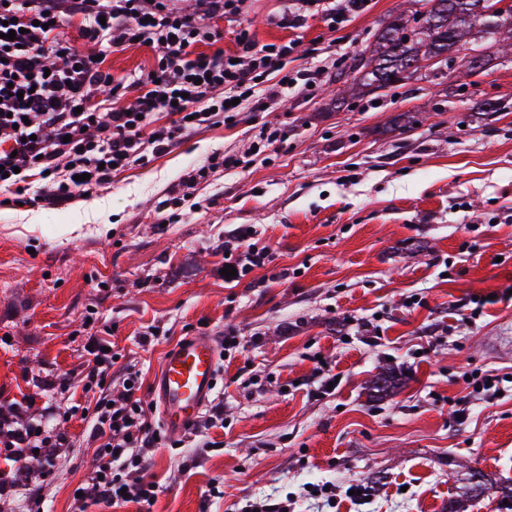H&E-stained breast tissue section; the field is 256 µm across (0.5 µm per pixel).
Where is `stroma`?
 <instances>
[{
  "mask_svg": "<svg viewBox=\"0 0 512 512\" xmlns=\"http://www.w3.org/2000/svg\"><path fill=\"white\" fill-rule=\"evenodd\" d=\"M403 2L286 28L296 0H246L214 20L221 48L235 52L243 28L260 45L295 41L290 70L321 71L312 90L201 126L63 205L0 189V407L85 404L80 386L42 383L76 371L91 334L136 366L148 404L176 342L239 340L217 378L223 427L199 431L206 449L155 450L145 474L162 490L145 512H247L266 497L288 512H448L468 468L494 482L469 512H498L512 485V395L487 402L469 383L512 377V54L349 96V65ZM103 58L117 81L155 65L145 43ZM404 112L407 132L393 124ZM264 126L284 139L260 145ZM217 150L240 166L188 184ZM179 196L168 221L163 203ZM245 231L271 260L231 281L224 245ZM323 368L335 379L324 394ZM385 369L396 387L380 399L369 384ZM61 427L74 448L43 505L20 496L14 512H73L94 448L81 415ZM215 482L223 497L209 496ZM323 484L334 503L310 495ZM353 484L366 498H348Z\"/></svg>",
  "mask_w": 512,
  "mask_h": 512,
  "instance_id": "35a3bbf8",
  "label": "stroma"
}]
</instances>
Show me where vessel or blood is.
<instances>
[{
    "instance_id": "vessel-or-blood-1",
    "label": "vessel or blood",
    "mask_w": 512,
    "mask_h": 512,
    "mask_svg": "<svg viewBox=\"0 0 512 512\" xmlns=\"http://www.w3.org/2000/svg\"><path fill=\"white\" fill-rule=\"evenodd\" d=\"M218 360V340L205 333L186 337L166 351L155 377L154 396L170 434L182 435L209 402Z\"/></svg>"
}]
</instances>
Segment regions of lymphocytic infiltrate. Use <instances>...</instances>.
Returning a JSON list of instances; mask_svg holds the SVG:
<instances>
[{
  "label": "lymphocytic infiltrate",
  "mask_w": 512,
  "mask_h": 512,
  "mask_svg": "<svg viewBox=\"0 0 512 512\" xmlns=\"http://www.w3.org/2000/svg\"><path fill=\"white\" fill-rule=\"evenodd\" d=\"M196 16L179 11L175 0H5L0 5V188L20 186L31 171L48 175L42 199L70 202L109 183L113 173L148 162L169 150L191 130L236 116L277 76L271 95L315 86V71L288 73L293 42L257 45L249 30L236 38V51L217 49L221 37L211 21L242 11L244 0H197ZM81 18L80 37L93 45H151L156 64L147 74L113 82L92 53L80 50L59 33L64 20ZM14 39H7V30ZM201 43L212 54L197 52ZM134 93L129 106L101 111V95ZM169 121L158 124L159 113ZM98 336L87 337L81 376L85 391L97 395L85 407L87 440L95 444V464L78 487L74 512L123 501L151 505L160 486L143 470L158 447L157 428L137 396L139 375L127 368L120 402L112 400L114 353ZM70 436L48 423L25 417L22 406L0 410V459L40 461L38 476L18 483L0 472V498L23 487L39 503L46 473Z\"/></svg>",
  "instance_id": "lymphocytic-infiltrate-1"
}]
</instances>
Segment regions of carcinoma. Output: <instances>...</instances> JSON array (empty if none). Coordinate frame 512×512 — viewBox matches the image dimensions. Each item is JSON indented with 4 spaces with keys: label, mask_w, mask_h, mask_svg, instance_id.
I'll use <instances>...</instances> for the list:
<instances>
[{
    "label": "carcinoma",
    "mask_w": 512,
    "mask_h": 512,
    "mask_svg": "<svg viewBox=\"0 0 512 512\" xmlns=\"http://www.w3.org/2000/svg\"><path fill=\"white\" fill-rule=\"evenodd\" d=\"M479 0H426L427 9H410L378 24L372 41L359 54L352 87L366 94L391 87L392 77L412 63L434 56L456 57L482 47L478 67L487 65V51H512V21L491 30L472 9Z\"/></svg>",
    "instance_id": "obj_1"
}]
</instances>
